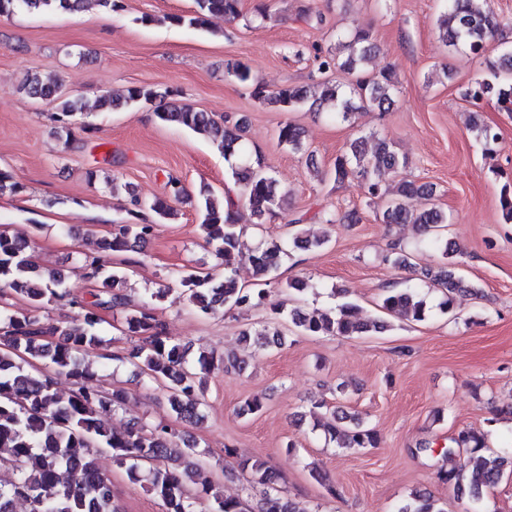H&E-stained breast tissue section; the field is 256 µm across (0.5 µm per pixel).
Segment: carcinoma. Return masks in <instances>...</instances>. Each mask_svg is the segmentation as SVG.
<instances>
[{
	"label": "carcinoma",
	"instance_id": "1",
	"mask_svg": "<svg viewBox=\"0 0 512 512\" xmlns=\"http://www.w3.org/2000/svg\"><path fill=\"white\" fill-rule=\"evenodd\" d=\"M194 10L188 15H172L170 23L204 29L210 18L221 16L226 21H242L249 27L270 18L267 7L257 6L251 16L242 9V0H193ZM94 4L106 11L119 8V0H0V16L17 12L76 13ZM437 28L445 46L482 54L499 28L488 0H446L445 9L437 17ZM377 50L372 28L362 27L336 36V47L314 48L318 79L316 91L308 86H286L275 92L252 81L250 68L241 62L226 65V76L250 88V95L260 104L293 111L309 105L315 112H326L334 119L348 122L356 113L369 109L386 110L392 104L396 86L394 72L387 67L379 72L364 68V63ZM340 70L351 76L348 84L338 83L329 73ZM492 78L475 79L466 93L469 102L478 107L491 97L505 109L512 108V50L489 63ZM22 89L27 96L48 101L55 107L54 121L71 136L70 118L84 106L62 93L54 79L39 74L26 76ZM172 90L152 86H133L121 95L107 92L97 99L103 111H119L130 105L153 108L163 123L206 133L224 152L229 164L230 182L238 188L224 189L220 198L206 184L199 186L198 209L206 243L224 266V277L214 278L192 266L172 272L182 287V295L199 312L209 315L221 309H250L266 303L268 287L276 284L273 273L282 257L288 255L287 243H260L251 254L255 287L240 284L236 265L242 254L243 225L238 223V210L249 207L259 228L279 216L285 193L276 180L263 171L260 157H251L246 127L241 116L217 118L186 104L168 102ZM471 130L485 146L499 143L495 127L486 124L479 112L471 113ZM279 143L293 151L303 150L300 129L288 122L278 129ZM407 160L393 150L390 142L375 134L362 135L349 144L348 150L336 157L328 175L336 184L355 181L363 190L365 204L381 208L385 224H412L432 236L441 250L443 263L436 269L421 270L430 287L445 291L440 303L444 313L451 314L456 296L478 295L480 290L457 277L456 244L445 239L448 214L437 204L417 210L412 201L417 197L432 198L433 188L414 179L401 178L388 185L383 177L405 167ZM127 213L137 215L143 209L164 220L173 215L172 206L164 199L145 201L130 195ZM500 206L507 223L512 222V180L502 187ZM155 225L125 223L114 225L111 237L99 242V255L85 264L86 279L95 282L92 301L74 296L68 277L60 271L43 272L28 251L32 241L27 237L0 233V295L5 291L27 302L28 312L22 316L0 317L4 333L0 336V468L8 475L0 476V512H15L22 500L28 512H121L115 502L109 479L97 468L99 448L112 450V459L127 467L129 479L144 482L161 498L166 512H196L201 500L214 499L212 512H247L242 496L231 497L213 492L203 483L191 489L189 481L200 455L195 444H180L177 432L170 426L134 422L118 431L106 423V417L126 406L128 392L105 391L96 384L97 373L80 354L102 344L100 309L121 308L125 312L123 333L138 339L124 360L135 366L148 383L158 382L168 388L169 406L184 421L202 418L199 375L215 369L213 355L200 353L191 361V346L165 332L156 319L142 307L130 303L124 288L127 270L112 266V255L126 252L131 243L144 241L154 234ZM384 261L402 270L415 268L412 254L393 249ZM67 302L79 312L66 324H54L38 315L51 304ZM380 308L389 316L422 322L429 313L426 296L419 288H389L382 296ZM288 318L301 331L314 336H360L382 334L391 329L383 319L363 320L357 306L344 302L326 311L307 312L300 307L288 311ZM281 331L269 324L260 328L246 327L240 339L264 350ZM63 375L74 389L59 393L55 376ZM325 440L343 449L375 448L379 436L359 416L349 415L334 407L326 409L325 420L317 421ZM488 432L463 428L441 450L442 466L438 479L453 491L469 497L471 512H482L484 496L504 478L512 476V453L490 450ZM476 457L471 472H460L453 459L460 449ZM238 466L250 470L252 483L263 487L258 512H308L292 499L278 493V473L266 463L245 460ZM398 512H445L429 492L413 493Z\"/></svg>",
	"mask_w": 512,
	"mask_h": 512
}]
</instances>
